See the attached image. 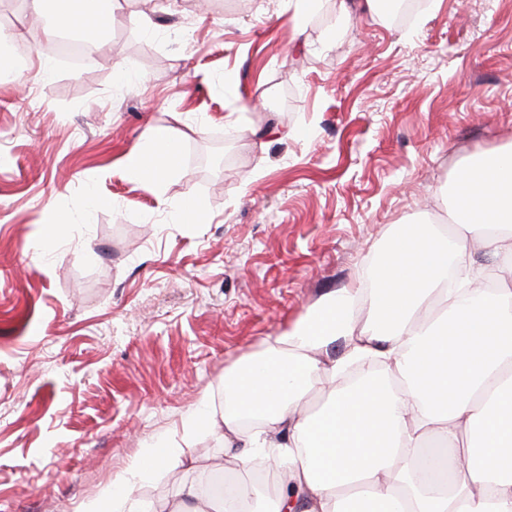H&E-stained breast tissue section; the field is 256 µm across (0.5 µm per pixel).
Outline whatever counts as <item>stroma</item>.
I'll use <instances>...</instances> for the list:
<instances>
[{"instance_id": "obj_1", "label": "stroma", "mask_w": 512, "mask_h": 512, "mask_svg": "<svg viewBox=\"0 0 512 512\" xmlns=\"http://www.w3.org/2000/svg\"><path fill=\"white\" fill-rule=\"evenodd\" d=\"M208 2L123 0L94 65L0 84V512L107 489L158 512L225 467L187 423L223 415L225 369L364 286L394 225L453 232L462 160L512 145V0L400 24L316 0L301 36L288 0ZM35 24L0 0V40L46 38ZM154 125L181 169L130 179Z\"/></svg>"}]
</instances>
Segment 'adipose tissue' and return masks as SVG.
Wrapping results in <instances>:
<instances>
[{
  "label": "adipose tissue",
  "instance_id": "adipose-tissue-1",
  "mask_svg": "<svg viewBox=\"0 0 512 512\" xmlns=\"http://www.w3.org/2000/svg\"><path fill=\"white\" fill-rule=\"evenodd\" d=\"M55 27L94 37L112 0H31ZM126 155L135 180L176 174L169 130ZM453 237L395 226L368 288H342L224 371V414L199 421L238 464L266 448V494L244 480L195 512H512V148L465 158ZM491 252L493 264L475 259ZM326 397L309 410V395ZM255 414L263 426L245 433ZM284 444H275L278 435Z\"/></svg>",
  "mask_w": 512,
  "mask_h": 512
}]
</instances>
